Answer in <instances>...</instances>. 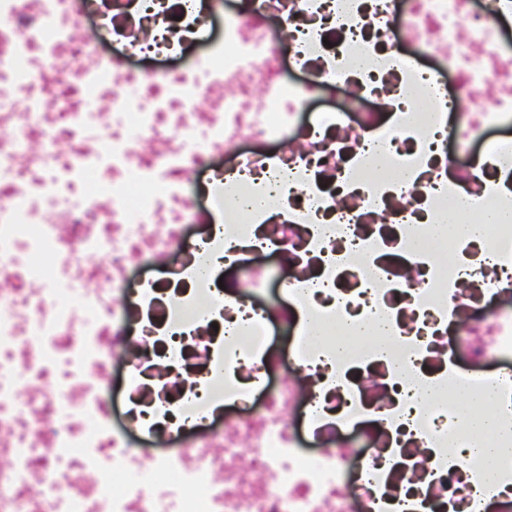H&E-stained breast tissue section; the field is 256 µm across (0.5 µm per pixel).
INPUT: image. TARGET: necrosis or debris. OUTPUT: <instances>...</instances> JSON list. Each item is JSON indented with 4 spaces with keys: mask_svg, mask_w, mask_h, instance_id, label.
<instances>
[{
    "mask_svg": "<svg viewBox=\"0 0 512 512\" xmlns=\"http://www.w3.org/2000/svg\"><path fill=\"white\" fill-rule=\"evenodd\" d=\"M508 13L0 0V512H512L450 396L512 401V224L466 264L429 234L512 213ZM379 318L386 350L337 353Z\"/></svg>",
    "mask_w": 512,
    "mask_h": 512,
    "instance_id": "obj_1",
    "label": "necrosis or debris"
}]
</instances>
